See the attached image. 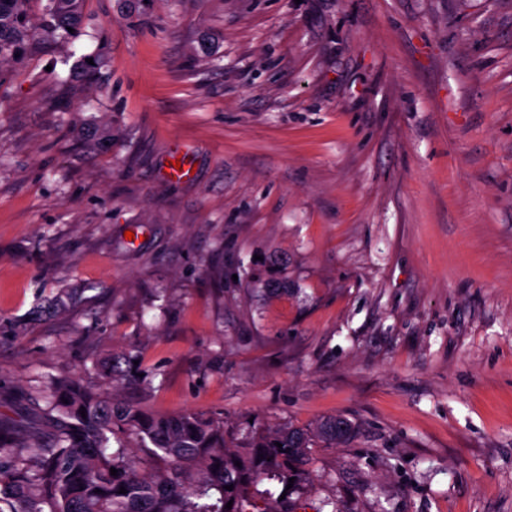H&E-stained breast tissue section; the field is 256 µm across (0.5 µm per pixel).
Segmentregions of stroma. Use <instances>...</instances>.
<instances>
[{"mask_svg": "<svg viewBox=\"0 0 512 512\" xmlns=\"http://www.w3.org/2000/svg\"><path fill=\"white\" fill-rule=\"evenodd\" d=\"M128 356L238 445L355 423L251 512H512V0H86L9 68L0 413Z\"/></svg>", "mask_w": 512, "mask_h": 512, "instance_id": "stroma-1", "label": "stroma"}]
</instances>
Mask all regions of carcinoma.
Listing matches in <instances>:
<instances>
[{
	"label": "carcinoma",
	"mask_w": 512,
	"mask_h": 512,
	"mask_svg": "<svg viewBox=\"0 0 512 512\" xmlns=\"http://www.w3.org/2000/svg\"><path fill=\"white\" fill-rule=\"evenodd\" d=\"M31 2L0 0V73L3 64L65 41L69 29L81 27L85 0H46L37 15ZM102 67L99 56L91 65L85 56L76 64L91 86ZM129 379L113 365L98 386L76 374L48 375L36 390H20L29 415L0 417V504L9 512H246L245 491L253 483L273 475L312 485L305 468L311 449L339 444L356 431L351 421L331 417L313 428L255 430L246 447L231 450L221 417L192 410L159 415L117 400L114 384ZM130 439L152 447L157 470L151 477L128 455Z\"/></svg>",
	"instance_id": "1"
}]
</instances>
